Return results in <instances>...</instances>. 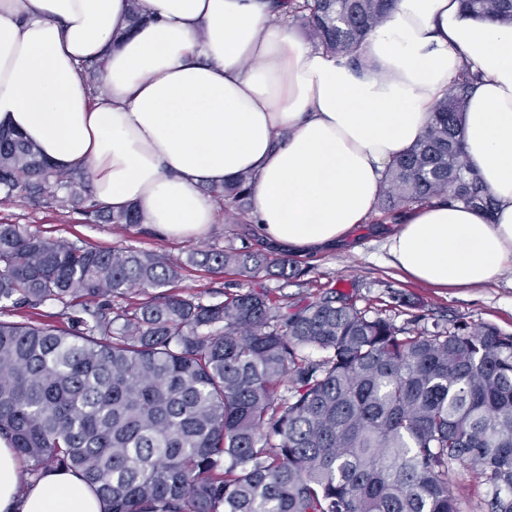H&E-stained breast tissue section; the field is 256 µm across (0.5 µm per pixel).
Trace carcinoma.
Here are the masks:
<instances>
[{
	"label": "carcinoma",
	"mask_w": 512,
	"mask_h": 512,
	"mask_svg": "<svg viewBox=\"0 0 512 512\" xmlns=\"http://www.w3.org/2000/svg\"><path fill=\"white\" fill-rule=\"evenodd\" d=\"M512 26V0H462ZM395 0H273L327 52L359 60ZM141 20L130 0L128 26ZM101 63L83 75L106 94ZM465 67L419 141L392 164L379 208L431 202L486 215L494 199L466 163ZM253 175L208 188L244 213ZM67 196H49L50 184ZM0 191L78 209L80 171L52 169L0 129ZM85 213L152 235L143 215ZM209 271L255 278L263 250L191 255ZM166 254L86 247L0 224V437L33 462L86 478L111 512H465L448 473L468 465L486 512H512V335L491 324L415 329L369 315L347 295L282 306L255 287L204 303L168 286ZM44 306L57 308L47 316Z\"/></svg>",
	"instance_id": "1"
}]
</instances>
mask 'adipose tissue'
I'll return each mask as SVG.
<instances>
[{
  "mask_svg": "<svg viewBox=\"0 0 512 512\" xmlns=\"http://www.w3.org/2000/svg\"><path fill=\"white\" fill-rule=\"evenodd\" d=\"M140 4L142 21L116 46L129 0H0V127L52 168L83 170L98 204L197 238L216 220L206 187L249 171V216L264 240L301 255L348 246L388 167L471 63L483 79L465 151L495 209L420 206L390 235V253L436 288L486 285L512 268V26L459 0H397L358 67L301 41L265 0ZM88 58L103 61L108 96L92 98ZM108 510L77 473L23 477L0 437V512Z\"/></svg>",
  "mask_w": 512,
  "mask_h": 512,
  "instance_id": "ef3b65f1",
  "label": "adipose tissue"
}]
</instances>
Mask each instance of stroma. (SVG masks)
<instances>
[{"instance_id":"obj_1","label":"stroma","mask_w":512,"mask_h":512,"mask_svg":"<svg viewBox=\"0 0 512 512\" xmlns=\"http://www.w3.org/2000/svg\"><path fill=\"white\" fill-rule=\"evenodd\" d=\"M0 224H22L43 236L80 245L131 247L166 254L182 265L173 290L206 303L255 286L267 288L281 304H300L336 291L353 296L358 307L382 313L399 325L419 314L444 323L458 320L474 326L492 324L512 334V269L503 270L495 283L478 288L442 290L404 278L393 266L387 247V233L398 222L379 210L356 230L355 250L340 247L315 255H294L287 276H280L273 268L253 280L231 268L209 273L189 261L191 252L197 249L241 250L259 244L254 225L244 215L235 222L217 218L205 237L178 241L147 236L135 227L95 224L81 212L53 204L37 205L15 195L0 199Z\"/></svg>"}]
</instances>
